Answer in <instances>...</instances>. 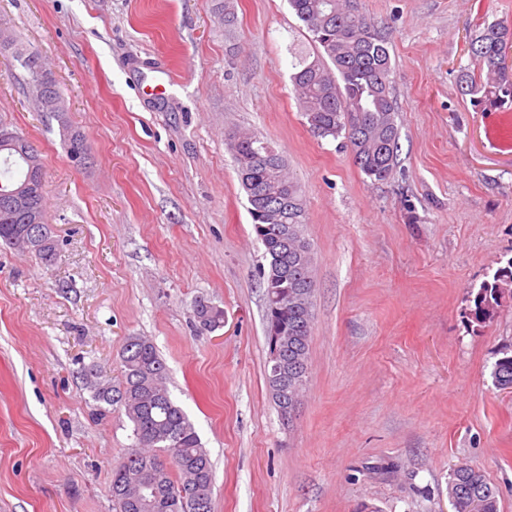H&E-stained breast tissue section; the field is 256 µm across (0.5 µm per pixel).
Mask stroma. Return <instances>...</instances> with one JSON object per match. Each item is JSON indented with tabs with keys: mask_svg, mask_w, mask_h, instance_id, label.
<instances>
[{
	"mask_svg": "<svg viewBox=\"0 0 512 512\" xmlns=\"http://www.w3.org/2000/svg\"><path fill=\"white\" fill-rule=\"evenodd\" d=\"M387 41L399 151L374 182L314 137L293 85L309 36L287 0H0L86 136L76 165L30 75L0 55V120L45 160L55 264L0 247V512H116L134 443L83 374L119 380L149 337L214 469L215 512H454L448 479L481 469L512 512V297L474 299L512 264V112L458 76L468 40L512 0H357ZM233 22H225V10ZM259 136L300 184L315 256L311 378L292 423L265 380L263 246L227 134ZM206 299L224 312L197 330ZM202 301L205 300L196 302L193 312L195 322L198 323L200 330H204L203 328L218 329L222 327L224 312L213 305H204Z\"/></svg>",
	"mask_w": 512,
	"mask_h": 512,
	"instance_id": "obj_1",
	"label": "stroma"
}]
</instances>
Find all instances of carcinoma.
<instances>
[{
	"label": "carcinoma",
	"mask_w": 512,
	"mask_h": 512,
	"mask_svg": "<svg viewBox=\"0 0 512 512\" xmlns=\"http://www.w3.org/2000/svg\"><path fill=\"white\" fill-rule=\"evenodd\" d=\"M289 7L310 34L313 51L295 45L291 81L310 131L320 138H343L358 168L374 182L391 178L396 167L399 128L391 84V57L375 22L356 6V0H288ZM14 42L17 62L28 72L39 66L35 52H24ZM470 52L477 71L464 72L462 94L478 95L492 107L512 105V21L496 20L470 36ZM237 175L247 196L275 180L281 188V209L267 216L263 201L250 202L253 224H286L288 232L311 247L304 236L305 209L299 183L290 176L282 155L266 158L269 143L256 135L228 139ZM29 163L14 150L0 148V184L26 185L41 201V223H47L44 185L28 177ZM30 222L27 215L0 209V244L21 247ZM267 267L264 288L288 275V335L281 337L279 354L288 375L284 383L265 371L271 399L278 412L292 414L300 404L309 378V346L314 324L316 283L312 251L300 257L288 253L279 260L280 243L269 232L260 238ZM59 240L40 249H27L40 263L53 264ZM512 290V269L481 285L476 302L498 303ZM199 328L218 329L224 311L197 301L193 312ZM121 380H99V372L85 375L93 398L124 408L133 425L135 444L112 467L109 491L116 512H214L213 465L194 424L171 398L168 369L151 339L130 335L119 350ZM495 386L512 389V357L498 359L492 371ZM448 498L455 512H498L495 489L485 474L470 465L452 470Z\"/></svg>",
	"instance_id": "obj_1"
}]
</instances>
